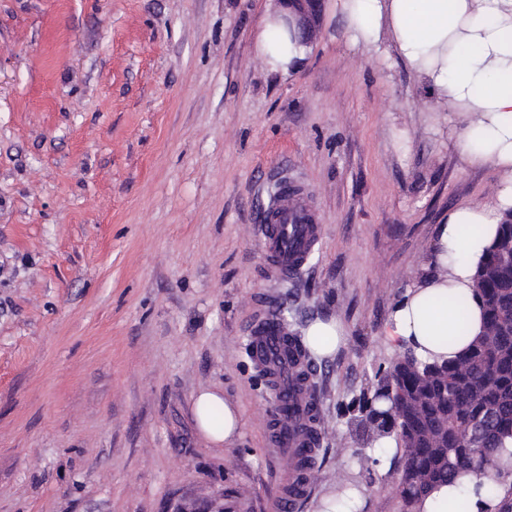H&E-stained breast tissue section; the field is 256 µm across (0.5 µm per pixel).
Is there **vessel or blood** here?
<instances>
[{
  "mask_svg": "<svg viewBox=\"0 0 512 512\" xmlns=\"http://www.w3.org/2000/svg\"><path fill=\"white\" fill-rule=\"evenodd\" d=\"M263 253L285 278L296 275L309 262L322 237V228L301 189L280 182L260 224L254 228ZM250 356L270 379L274 397L267 417L272 447L281 450L290 477L272 499V512H297L313 480L309 464L318 445L310 435L319 425L318 407L310 396V383L299 377L304 363L288 338V328L276 315H267L250 336Z\"/></svg>",
  "mask_w": 512,
  "mask_h": 512,
  "instance_id": "obj_1",
  "label": "vessel or blood"
}]
</instances>
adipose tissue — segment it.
Returning <instances> with one entry per match:
<instances>
[{
  "mask_svg": "<svg viewBox=\"0 0 512 512\" xmlns=\"http://www.w3.org/2000/svg\"><path fill=\"white\" fill-rule=\"evenodd\" d=\"M350 47L396 58L424 92L423 106L458 119L462 163L489 166L499 177L494 199L449 210L437 229L435 262L408 287L392 310L386 334L424 361L456 359L484 333L483 305L473 275L499 224L512 216V0H332ZM282 8L267 11L256 34L263 66L292 78L310 48L287 28ZM465 309H458V301ZM465 334H456L457 319ZM346 334L340 321L315 319L305 331L313 354L332 356ZM198 430L210 442L229 443L241 416L219 391L193 401ZM512 498V455L495 454L484 471L431 488L415 512H500Z\"/></svg>",
  "mask_w": 512,
  "mask_h": 512,
  "instance_id": "obj_1",
  "label": "adipose tissue"
}]
</instances>
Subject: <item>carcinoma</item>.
I'll return each instance as SVG.
<instances>
[{"label":"carcinoma","mask_w":512,"mask_h":512,"mask_svg":"<svg viewBox=\"0 0 512 512\" xmlns=\"http://www.w3.org/2000/svg\"><path fill=\"white\" fill-rule=\"evenodd\" d=\"M512 223L497 237L474 274L485 311V333L459 358L422 362L405 356L359 401L365 427L404 448L399 492L411 504L457 475L480 471L512 438V262L503 248Z\"/></svg>","instance_id":"1"}]
</instances>
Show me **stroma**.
Returning a JSON list of instances; mask_svg holds the SVG:
<instances>
[{
	"label": "stroma",
	"mask_w": 512,
	"mask_h": 512,
	"mask_svg": "<svg viewBox=\"0 0 512 512\" xmlns=\"http://www.w3.org/2000/svg\"><path fill=\"white\" fill-rule=\"evenodd\" d=\"M267 0H0V512H270V448L251 326L273 305L314 360L322 439L298 512L343 484L361 512H414L403 450L351 405L400 355L385 334L450 208L490 202L447 113L412 74L349 47L323 16L293 79L255 51ZM322 242L280 280L251 232L281 173ZM218 390L241 434L214 445L192 400ZM346 331L338 320L312 321L305 331V343L313 354L320 358L332 356L341 344Z\"/></svg>",
	"instance_id": "1"
}]
</instances>
